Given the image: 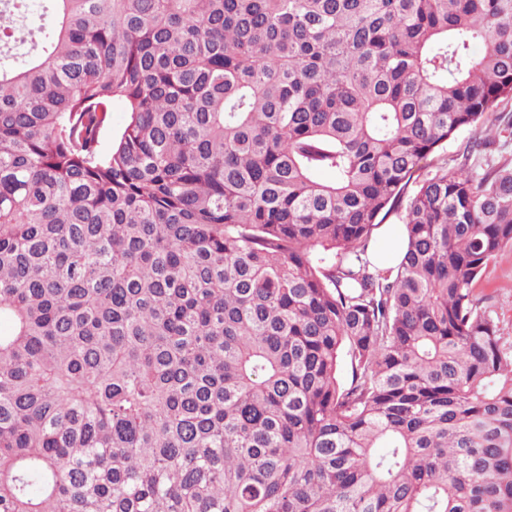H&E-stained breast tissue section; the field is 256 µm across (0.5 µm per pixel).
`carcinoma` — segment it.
I'll list each match as a JSON object with an SVG mask.
<instances>
[{
	"mask_svg": "<svg viewBox=\"0 0 512 512\" xmlns=\"http://www.w3.org/2000/svg\"><path fill=\"white\" fill-rule=\"evenodd\" d=\"M46 2L0 22V512H512V163L421 177L512 99V0ZM485 135L486 132L484 130H475L474 128L461 130L457 133L455 138L448 140V143L444 145L443 149L429 158L428 163H430V165L427 168V171L434 172L436 170V166L444 163L446 160H448V167L451 168L455 163L452 160L456 158L460 149H462L468 141L475 137H484ZM388 234L392 238L391 245L381 253L373 257L374 264L381 270L395 267L400 262L403 253L400 245L402 230L388 229ZM474 288L476 296L484 301L482 306L498 324L500 336L512 344V246L498 252Z\"/></svg>",
	"mask_w": 512,
	"mask_h": 512,
	"instance_id": "obj_1",
	"label": "carcinoma"
}]
</instances>
